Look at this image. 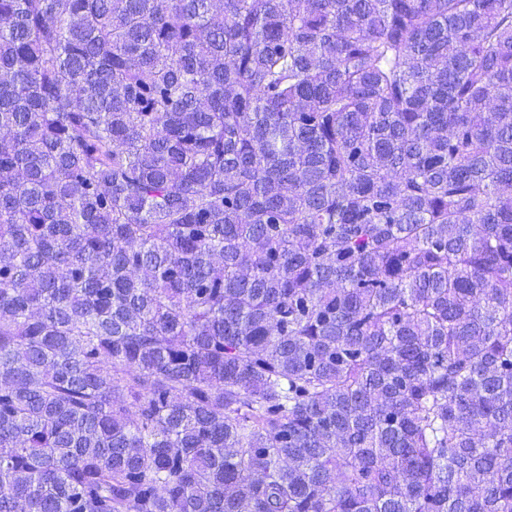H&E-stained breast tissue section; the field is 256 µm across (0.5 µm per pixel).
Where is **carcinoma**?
<instances>
[{
  "label": "carcinoma",
  "instance_id": "obj_1",
  "mask_svg": "<svg viewBox=\"0 0 512 512\" xmlns=\"http://www.w3.org/2000/svg\"><path fill=\"white\" fill-rule=\"evenodd\" d=\"M0 512H512V0H0Z\"/></svg>",
  "mask_w": 512,
  "mask_h": 512
}]
</instances>
